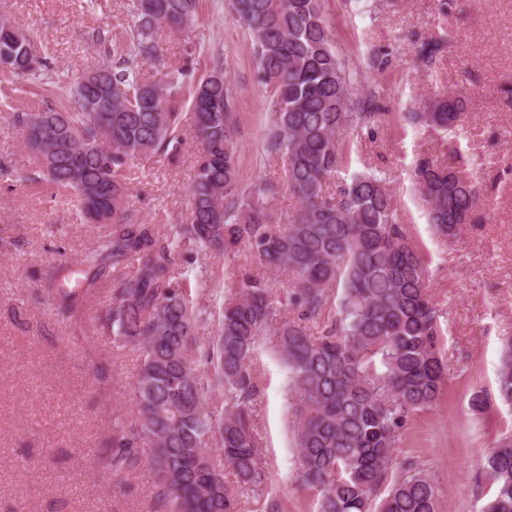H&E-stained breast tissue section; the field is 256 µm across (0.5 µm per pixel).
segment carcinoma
<instances>
[{
  "label": "carcinoma",
  "mask_w": 512,
  "mask_h": 512,
  "mask_svg": "<svg viewBox=\"0 0 512 512\" xmlns=\"http://www.w3.org/2000/svg\"><path fill=\"white\" fill-rule=\"evenodd\" d=\"M199 0H132L133 27L100 38L118 58L67 89L68 105L13 112L31 171L69 191L87 224L105 230L80 256L79 288H56L63 315L83 307L112 279L101 319L113 341L136 346V421L112 418L106 462L115 475L143 465L154 473L151 496L163 512H240L226 480L257 494L272 475L256 431V379L251 366L263 337L289 370L300 482L318 493L317 512H439L425 470L394 457L407 419L434 406L446 383L439 311L427 270L384 180L353 175L332 193L328 184L350 160L346 133H372L385 121L375 96L353 100L350 74L336 50L324 0H228L248 32L262 83L272 88L265 159L286 167L298 201L278 211V185L242 184L237 150V93L216 61L191 80L184 68L164 83L141 74L138 59L157 54L156 30L185 28ZM0 20V71L36 77L48 67L37 37ZM445 40L420 45L430 68ZM188 90L201 145L188 193L187 224L127 220L135 161L169 155L183 142L172 100ZM464 101L446 92L410 124L447 131L464 120ZM463 158H424L415 179L435 233L457 236L483 203ZM245 249L263 269L232 287L186 277L196 254L226 258ZM133 267L125 271L127 261ZM214 305H199L191 289ZM497 396L512 405V349L504 354ZM484 470L493 495L483 512H512V435L501 438Z\"/></svg>",
  "instance_id": "carcinoma-1"
}]
</instances>
